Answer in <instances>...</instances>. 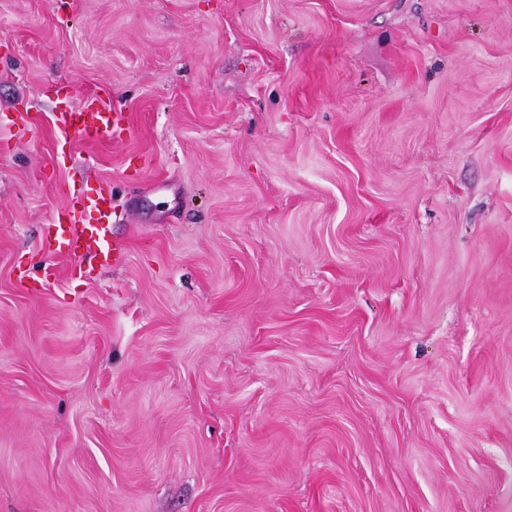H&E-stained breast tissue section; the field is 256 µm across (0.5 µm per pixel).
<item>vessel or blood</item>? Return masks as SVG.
Returning <instances> with one entry per match:
<instances>
[{"mask_svg":"<svg viewBox=\"0 0 512 512\" xmlns=\"http://www.w3.org/2000/svg\"><path fill=\"white\" fill-rule=\"evenodd\" d=\"M57 127L65 142L72 145L106 144L128 129L124 113L96 95L87 97L77 109L61 110ZM70 197V205L58 212L52 223L44 225L43 249L94 267L116 260L111 237V192L100 188L87 194L77 188Z\"/></svg>","mask_w":512,"mask_h":512,"instance_id":"b4317fda","label":"vessel or blood"}]
</instances>
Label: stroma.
<instances>
[{"mask_svg":"<svg viewBox=\"0 0 512 512\" xmlns=\"http://www.w3.org/2000/svg\"><path fill=\"white\" fill-rule=\"evenodd\" d=\"M0 512H512V0H0ZM56 122L65 143L71 145L106 144L129 131L124 113L97 95L87 97L75 111L63 108ZM70 197V205L57 213L52 224L43 226V249L74 258L80 271L87 260L92 270L116 261L111 237L112 193L102 187L91 194L73 188Z\"/></svg>","mask_w":512,"mask_h":512,"instance_id":"stroma-1","label":"stroma"}]
</instances>
